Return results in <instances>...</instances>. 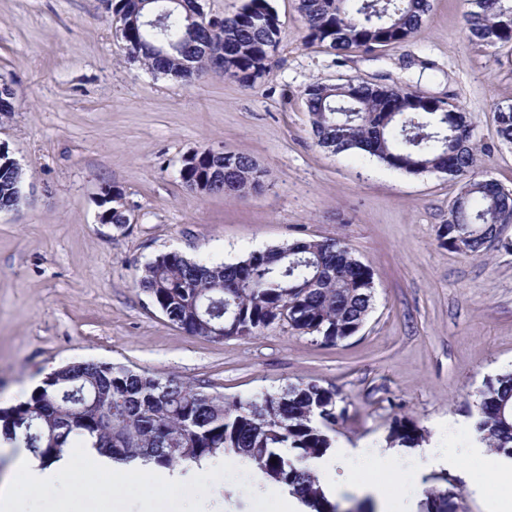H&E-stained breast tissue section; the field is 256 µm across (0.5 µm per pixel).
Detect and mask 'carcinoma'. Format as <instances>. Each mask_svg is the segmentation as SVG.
Wrapping results in <instances>:
<instances>
[{
  "instance_id": "cac0c4a2",
  "label": "carcinoma",
  "mask_w": 512,
  "mask_h": 512,
  "mask_svg": "<svg viewBox=\"0 0 512 512\" xmlns=\"http://www.w3.org/2000/svg\"><path fill=\"white\" fill-rule=\"evenodd\" d=\"M129 58L150 72L185 82L210 73L202 50L233 61L224 72L245 87L267 71L281 23L270 0H245L233 14H207L197 0H108ZM466 37L495 48L512 43V0H471ZM304 39L342 54L372 52L400 43L423 25L430 0H298ZM159 26L141 23L149 14ZM314 144L334 155L364 153L409 175L445 173L461 182L443 226L453 245L481 256L512 224V190L480 168L469 113L435 97L361 79L315 81L304 89ZM497 134L512 144V106L496 109ZM0 157V210L17 207L24 173ZM191 188L221 184L259 193L265 174L243 154L209 152L182 165ZM103 221L123 227L129 217L116 189L100 202ZM138 288L173 324L194 336H253L277 320L335 343L355 335L374 301L371 268L342 239L297 240L249 254L233 264H212L165 253L147 262ZM24 401L0 408V433L22 439L47 463L74 444L91 446L112 461L141 460L173 470L234 455L286 487L308 512H338L319 486L316 461L334 447L336 424L347 404L334 388L314 381L289 384L247 399H228L176 377L161 378L124 365L74 361L50 372ZM476 428L493 452L512 459V371L485 382L478 394ZM424 429L404 418L386 441L415 448ZM275 462H270V459Z\"/></svg>"
}]
</instances>
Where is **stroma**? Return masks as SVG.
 I'll use <instances>...</instances> for the list:
<instances>
[{
	"label": "stroma",
	"instance_id": "obj_1",
	"mask_svg": "<svg viewBox=\"0 0 512 512\" xmlns=\"http://www.w3.org/2000/svg\"><path fill=\"white\" fill-rule=\"evenodd\" d=\"M271 3L281 43L247 88L213 73L189 84L150 73L129 60L104 0H0V85L16 98L0 115V146L25 173L22 203L0 211V407L77 360L176 375L228 398L314 381L348 404L337 442L366 447L410 419L448 450L420 492L449 487L460 512H486L495 454H473L467 426L486 379L512 370V224L483 256L455 251L440 234L457 180L321 151L304 89L358 77L461 105L488 178L512 190V145L495 121L512 104V44L469 42L468 0H431L407 40L338 55L305 41L297 0ZM202 146L252 157L263 191H190L179 170ZM108 186L130 217L120 229L98 220ZM323 238L345 240L374 278L369 317L337 343L285 321L247 337L194 336L136 284L166 252L234 263ZM200 480L191 474L168 496L135 484L78 509L183 512Z\"/></svg>",
	"mask_w": 512,
	"mask_h": 512
}]
</instances>
